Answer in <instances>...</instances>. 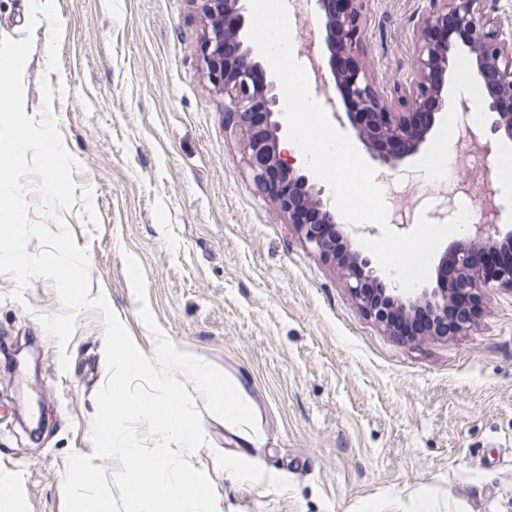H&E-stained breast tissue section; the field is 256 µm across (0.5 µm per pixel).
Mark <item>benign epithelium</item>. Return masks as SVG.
I'll return each instance as SVG.
<instances>
[{
    "instance_id": "obj_1",
    "label": "benign epithelium",
    "mask_w": 512,
    "mask_h": 512,
    "mask_svg": "<svg viewBox=\"0 0 512 512\" xmlns=\"http://www.w3.org/2000/svg\"><path fill=\"white\" fill-rule=\"evenodd\" d=\"M207 28L202 43L205 75L224 94L226 129L242 139L256 186L275 202L303 239L324 259L336 260L333 238L340 228L324 189L295 166L280 149L283 132L282 95L273 74L250 41L249 0H196ZM364 0H314L324 19L326 53L321 69L333 79L340 101L328 98L333 117L351 122L370 157L381 167L397 168L425 146L435 125L447 119L445 74L453 47L461 43L475 57V79L487 90L488 110L498 142H512V17L499 14L489 0H430L416 24L414 76L409 86L392 96L380 92L363 62ZM465 242L451 248L457 273L449 285L436 281L404 296L389 288L368 258L356 252L343 264L348 288L366 313L389 332L388 324L367 302L363 283L374 281L400 309L411 315L428 307L448 317V296L456 288L512 292V225L502 220V208L490 194L481 203L480 223ZM505 245L509 255L499 263L477 266L472 253Z\"/></svg>"
}]
</instances>
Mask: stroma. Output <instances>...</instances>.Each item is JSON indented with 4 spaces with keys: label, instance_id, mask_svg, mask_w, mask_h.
I'll return each instance as SVG.
<instances>
[{
    "label": "stroma",
    "instance_id": "obj_1",
    "mask_svg": "<svg viewBox=\"0 0 512 512\" xmlns=\"http://www.w3.org/2000/svg\"><path fill=\"white\" fill-rule=\"evenodd\" d=\"M60 66L35 30L25 112L42 79L80 164L65 219L87 249L91 296L105 294L137 347L158 335L241 386L255 428L207 413L194 455L223 512H512V292L482 291L467 332L407 340L366 315L258 190L224 97L204 74L193 0H55ZM429 0H366L364 59L381 91L412 78ZM441 214L422 156L380 169ZM142 264L151 330L126 274ZM0 275V512H63L69 454L93 452L95 396L108 380L102 315L82 311L60 365L37 319L61 310L51 280L24 302Z\"/></svg>",
    "mask_w": 512,
    "mask_h": 512
}]
</instances>
